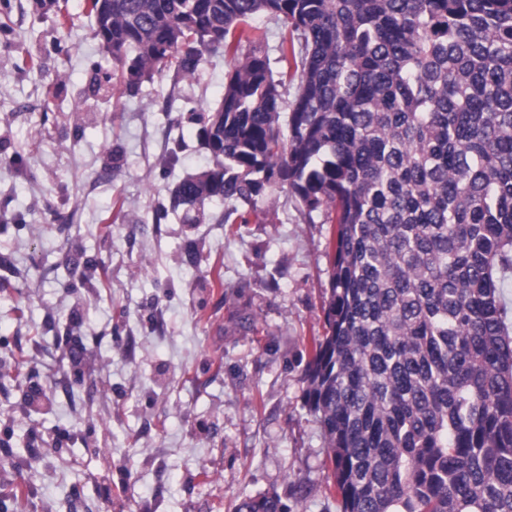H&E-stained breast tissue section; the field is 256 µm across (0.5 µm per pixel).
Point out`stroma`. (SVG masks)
I'll use <instances>...</instances> for the list:
<instances>
[{"label": "stroma", "instance_id": "1", "mask_svg": "<svg viewBox=\"0 0 512 512\" xmlns=\"http://www.w3.org/2000/svg\"><path fill=\"white\" fill-rule=\"evenodd\" d=\"M0 21V440L39 450L36 477L0 465V494L30 479L25 512H231L274 491L340 512L306 405L333 224L281 183L245 224L220 197L202 224L170 208L176 181L215 165L192 115L222 100L231 59L93 93L114 64L89 0H8ZM74 253L107 287L66 270Z\"/></svg>", "mask_w": 512, "mask_h": 512}]
</instances>
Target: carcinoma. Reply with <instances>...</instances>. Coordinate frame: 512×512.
Returning a JSON list of instances; mask_svg holds the SVG:
<instances>
[{
	"label": "carcinoma",
	"mask_w": 512,
	"mask_h": 512,
	"mask_svg": "<svg viewBox=\"0 0 512 512\" xmlns=\"http://www.w3.org/2000/svg\"><path fill=\"white\" fill-rule=\"evenodd\" d=\"M89 2L129 91L193 77L212 48L233 61L202 127L216 167L172 210L201 224L222 196L227 224L279 181L336 225L306 403L340 512H512V0ZM259 14L283 25L277 78Z\"/></svg>",
	"instance_id": "obj_1"
}]
</instances>
